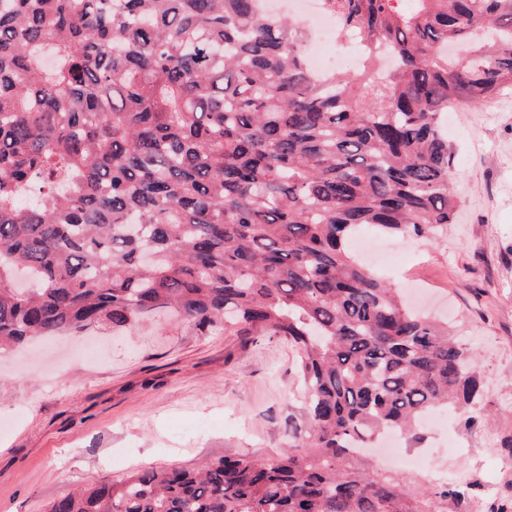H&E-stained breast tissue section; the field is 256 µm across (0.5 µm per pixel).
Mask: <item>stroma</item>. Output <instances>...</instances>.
Listing matches in <instances>:
<instances>
[{"label":"stroma","instance_id":"35a3bbf8","mask_svg":"<svg viewBox=\"0 0 512 512\" xmlns=\"http://www.w3.org/2000/svg\"><path fill=\"white\" fill-rule=\"evenodd\" d=\"M448 129L460 207L436 241L397 237L402 252L382 278L409 301L457 326L480 359L483 402L473 427L439 412L419 445L431 465L411 474L403 459H367L420 485L478 483L473 512L512 497V88L484 108L460 110ZM88 362L70 339L0 351V512H44L69 491L131 471L187 468L244 453L272 456L299 415L297 352L282 338L243 343L199 331L161 312L131 332H87ZM200 422L207 433L191 434Z\"/></svg>","mask_w":512,"mask_h":512}]
</instances>
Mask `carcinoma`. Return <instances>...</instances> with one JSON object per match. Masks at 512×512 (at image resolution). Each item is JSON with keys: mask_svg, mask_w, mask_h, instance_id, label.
<instances>
[{"mask_svg": "<svg viewBox=\"0 0 512 512\" xmlns=\"http://www.w3.org/2000/svg\"><path fill=\"white\" fill-rule=\"evenodd\" d=\"M359 72L318 78L261 0H0V349L169 310L299 350L273 457L136 470L47 512H467L355 452L482 399L475 352L348 247L453 223L450 105L512 87V0H324Z\"/></svg>", "mask_w": 512, "mask_h": 512, "instance_id": "carcinoma-1", "label": "carcinoma"}]
</instances>
